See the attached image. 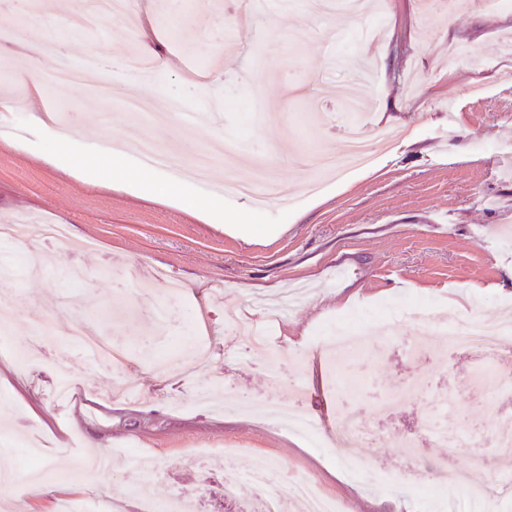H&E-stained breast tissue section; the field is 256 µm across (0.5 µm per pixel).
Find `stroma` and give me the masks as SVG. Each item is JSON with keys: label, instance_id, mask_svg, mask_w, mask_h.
Listing matches in <instances>:
<instances>
[{"label": "stroma", "instance_id": "stroma-1", "mask_svg": "<svg viewBox=\"0 0 512 512\" xmlns=\"http://www.w3.org/2000/svg\"><path fill=\"white\" fill-rule=\"evenodd\" d=\"M263 2L248 34L231 38V0L209 11L200 0H132L127 23L106 18L86 32L58 24L85 0H40L32 18L0 0V223L30 219L23 239H0V264L11 269L0 291L16 296L0 330V442L37 437L41 472L55 486L45 495L14 482L5 492L12 512H60L65 502L96 512L116 498L132 502L139 479L159 498H207L237 512L238 502L222 498L234 460L312 475L351 512H470L474 481L512 488V452L492 443L512 435L500 393L512 362L443 348L436 334L470 314L512 320V287L503 285L512 271V154L498 149L512 143V53L502 48L512 5L367 0L358 17L312 20L292 9L282 28L280 0ZM131 26L139 46L159 52L151 82L120 67L45 91L20 79L27 66L41 74L104 50L121 55ZM368 64L367 132L397 138L376 144L367 168L320 175L314 154L344 136L343 104L331 93ZM193 72L201 81L185 85ZM158 96L178 112L147 121L144 134L187 160L210 144L231 150L212 183L120 151L134 128L125 101ZM53 104L77 130L73 147L34 120ZM95 155L109 170L78 178ZM260 164L294 196L291 206L227 196L223 215H195L192 201L215 197L213 182ZM126 172L178 187L184 199L116 186ZM316 179L319 192L305 194ZM44 222L67 225L68 241L44 240ZM230 222L269 225L271 237L245 242L225 232ZM298 285L308 295L275 324L273 352L239 345L233 315ZM347 315L373 342L394 337L377 358L346 362L360 383L354 393L340 391L325 350L327 329ZM48 318L56 333L45 340ZM77 323L124 352L120 370L78 351ZM422 336L429 347L410 354L406 341ZM186 339L206 349V371L179 379L157 360ZM60 372L72 384L62 407L53 391ZM422 379L457 396L448 422L469 425L457 448L396 447L427 405L426 389L412 387ZM205 389L228 404L275 399L306 414L317 436L201 405ZM388 396L397 403L373 441L333 443L344 419L373 414ZM345 452L369 463L360 482L345 478Z\"/></svg>", "mask_w": 512, "mask_h": 512}]
</instances>
